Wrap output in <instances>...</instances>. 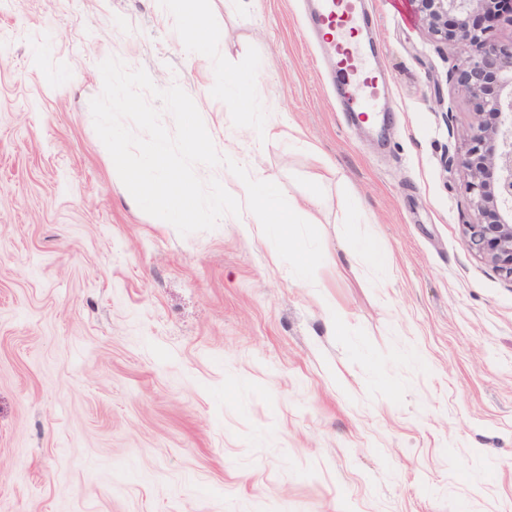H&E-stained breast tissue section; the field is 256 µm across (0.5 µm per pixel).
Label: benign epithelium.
Listing matches in <instances>:
<instances>
[{"instance_id": "benign-epithelium-1", "label": "benign epithelium", "mask_w": 512, "mask_h": 512, "mask_svg": "<svg viewBox=\"0 0 512 512\" xmlns=\"http://www.w3.org/2000/svg\"><path fill=\"white\" fill-rule=\"evenodd\" d=\"M437 42L478 47L458 60L453 79L472 103L475 121L464 151L452 159L478 220L464 225L471 248L512 279V39L493 27L500 0H411Z\"/></svg>"}]
</instances>
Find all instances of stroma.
Wrapping results in <instances>:
<instances>
[{"mask_svg":"<svg viewBox=\"0 0 512 512\" xmlns=\"http://www.w3.org/2000/svg\"><path fill=\"white\" fill-rule=\"evenodd\" d=\"M303 2L198 0V61L176 0H0V512H512V280L446 164L470 48L368 0L380 137L338 111ZM110 56L180 85L340 264L296 278L246 210L185 236L146 214L93 125ZM366 237L386 269L343 262Z\"/></svg>","mask_w":512,"mask_h":512,"instance_id":"obj_1","label":"stroma"}]
</instances>
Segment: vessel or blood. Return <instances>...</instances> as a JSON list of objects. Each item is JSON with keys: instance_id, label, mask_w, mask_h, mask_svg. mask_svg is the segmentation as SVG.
I'll use <instances>...</instances> for the list:
<instances>
[{"instance_id": "b4317fda", "label": "vessel or blood", "mask_w": 512, "mask_h": 512, "mask_svg": "<svg viewBox=\"0 0 512 512\" xmlns=\"http://www.w3.org/2000/svg\"><path fill=\"white\" fill-rule=\"evenodd\" d=\"M309 21L315 31L330 29L323 44L336 58V85L342 109L376 119L385 109L388 87L371 61L365 36L370 28L367 0H312Z\"/></svg>"}]
</instances>
